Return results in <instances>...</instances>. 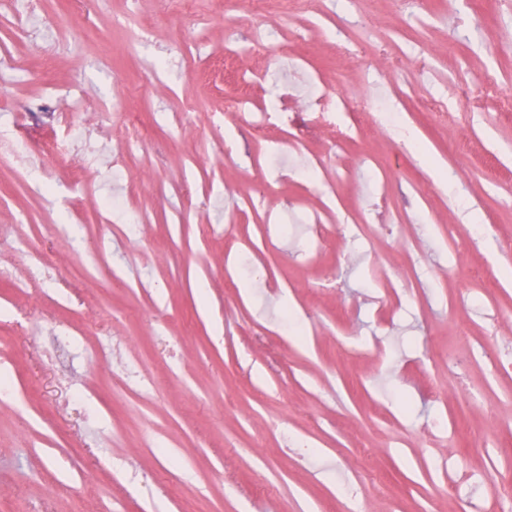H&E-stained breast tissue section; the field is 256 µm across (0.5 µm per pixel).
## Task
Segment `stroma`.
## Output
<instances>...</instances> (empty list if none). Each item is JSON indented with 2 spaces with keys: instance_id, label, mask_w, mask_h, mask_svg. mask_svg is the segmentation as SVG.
<instances>
[{
  "instance_id": "1",
  "label": "stroma",
  "mask_w": 512,
  "mask_h": 512,
  "mask_svg": "<svg viewBox=\"0 0 512 512\" xmlns=\"http://www.w3.org/2000/svg\"><path fill=\"white\" fill-rule=\"evenodd\" d=\"M224 3L0 13L19 61L0 73V143L40 147L65 98L86 120L57 138L98 150L86 169L47 153L29 176L0 153V512H512V84L481 78L512 73V0ZM229 41L269 111L286 92L333 115L285 129L300 140L284 167L261 161L268 139L223 152ZM158 64L172 97L154 93ZM385 97L426 160L375 136ZM130 112L143 148L111 178ZM339 163L352 177L334 221L280 235L285 213L320 208ZM145 168L157 181L128 191ZM119 194L151 216L140 244L122 212L94 222ZM356 216L371 235H352ZM35 260L47 276L32 281ZM474 323L505 362L490 394L486 365L459 364ZM446 416L457 431L434 428Z\"/></svg>"
}]
</instances>
